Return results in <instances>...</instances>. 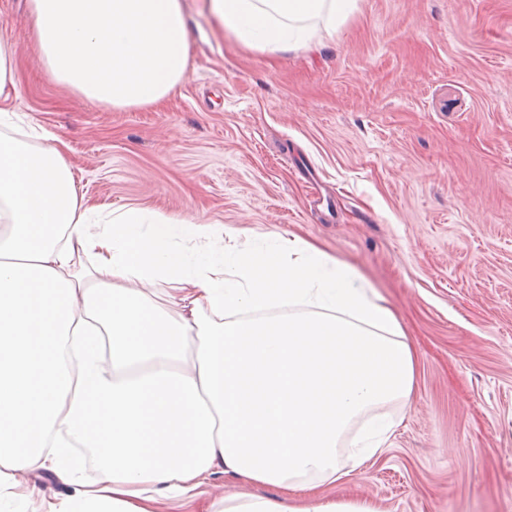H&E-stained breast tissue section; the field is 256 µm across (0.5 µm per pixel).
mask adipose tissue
<instances>
[{
    "mask_svg": "<svg viewBox=\"0 0 512 512\" xmlns=\"http://www.w3.org/2000/svg\"><path fill=\"white\" fill-rule=\"evenodd\" d=\"M353 2L210 9L243 46L307 50ZM29 23L47 73L90 102L154 107L185 77L181 0H29ZM17 95L0 42V499L24 474L74 483L73 451L86 448L97 479L42 497L40 512H158L169 499L199 512H375L308 499L380 453L392 424L371 419L343 464L349 426L412 391L414 354L384 299L294 235L256 249L231 233L215 248L208 224L176 230L139 208L97 219L59 143L11 135ZM176 232L200 250L176 253ZM222 475L237 493L212 494Z\"/></svg>",
    "mask_w": 512,
    "mask_h": 512,
    "instance_id": "1",
    "label": "adipose tissue"
}]
</instances>
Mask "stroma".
I'll list each match as a JSON object with an SVG mask.
<instances>
[{
	"label": "stroma",
	"instance_id": "stroma-1",
	"mask_svg": "<svg viewBox=\"0 0 512 512\" xmlns=\"http://www.w3.org/2000/svg\"><path fill=\"white\" fill-rule=\"evenodd\" d=\"M186 75L157 108L45 71L0 0L14 112L61 138L89 205L294 234L352 267L411 345L387 450L319 498L376 512H512V0H356L321 46L250 49L182 0Z\"/></svg>",
	"mask_w": 512,
	"mask_h": 512
}]
</instances>
